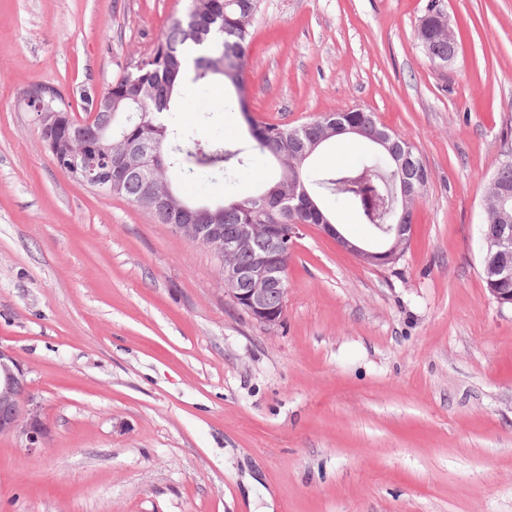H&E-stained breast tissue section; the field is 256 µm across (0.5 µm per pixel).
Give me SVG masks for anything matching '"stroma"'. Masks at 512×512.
<instances>
[{"instance_id":"obj_1","label":"stroma","mask_w":512,"mask_h":512,"mask_svg":"<svg viewBox=\"0 0 512 512\" xmlns=\"http://www.w3.org/2000/svg\"><path fill=\"white\" fill-rule=\"evenodd\" d=\"M427 3L259 0L251 115L362 108L431 173L393 264L305 228L269 331L210 249L57 168L25 97L51 86L83 116L189 0H0V345L49 430L0 435V512H512V308L479 241L512 147V0H443L445 67L416 38ZM230 97L190 88L180 118L246 140Z\"/></svg>"}]
</instances>
